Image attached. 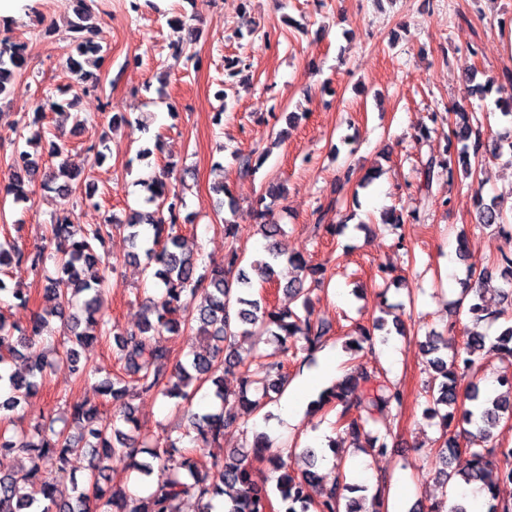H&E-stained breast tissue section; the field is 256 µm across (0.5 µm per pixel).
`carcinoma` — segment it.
I'll list each match as a JSON object with an SVG mask.
<instances>
[{
  "instance_id": "1",
  "label": "carcinoma",
  "mask_w": 512,
  "mask_h": 512,
  "mask_svg": "<svg viewBox=\"0 0 512 512\" xmlns=\"http://www.w3.org/2000/svg\"><path fill=\"white\" fill-rule=\"evenodd\" d=\"M75 20L69 24L70 47L75 53L68 55L67 69L73 86L84 93L101 88V77L94 70L104 65L108 51L93 43L88 33L91 14L86 0H75ZM179 49L193 41V30L177 20L169 22ZM27 64L26 46L21 42L0 41V102L10 94L12 81L22 75ZM456 124L457 160L428 158L421 176L423 186L429 187L435 168L451 169L452 163L465 167V174L477 177L482 156L499 152L503 144L490 146L483 138L484 117L475 112L458 113ZM41 140V130L31 135H17L11 140L10 169L13 183L7 193L14 201H29L31 187L40 185L63 197H69L73 185L84 183L81 204L98 206L93 182L80 178L71 171L63 159L65 145L54 143L51 154L60 159L47 166L41 155L27 147ZM165 172L142 182L148 196L146 202L155 210H129L120 221L110 217L104 224H76L74 213L65 212L55 217L50 225V243L54 245L51 259L56 276L45 277L43 291L48 306L33 314L29 325L16 326L0 314V385L9 390L7 398L0 399V421L9 418L22 400L38 396L47 372L57 367L67 369L78 379L89 373L87 364L81 363L82 351L94 343L114 337L115 359L125 374H115L100 381L98 391L112 402L113 416L107 417L98 406L86 400L69 403L71 422L77 432L64 427L55 429V420L41 417L28 433L21 437L0 430V512H180L181 501L194 496L203 503V512L212 509L216 497H227L228 512H274L273 502L266 486L258 480L254 463L262 461L256 456L234 450L224 459L206 460L179 447L183 439L197 448L216 444L224 430L240 425V415L250 416L267 406L273 396L281 394L286 376L281 356L288 350V340L302 339L312 350L323 343L327 334L324 323L313 316L310 294L317 284L316 274L321 267H311L300 255L288 257L287 262L297 275L283 286L295 307H276L255 293L252 276L239 267L243 258L233 251L224 263H206L203 255L188 245L182 234L180 208L183 197L176 186L168 181ZM476 223L496 226L505 232L512 226V207L503 201L477 197ZM127 234L132 245L128 258L133 261L145 257L144 269L150 271V284L160 295L144 299L143 321L133 329L115 331L110 318L102 310V294L108 266L101 262L97 247L105 245L112 231ZM283 232L282 225L263 223L257 233L269 241L268 256L252 262L255 276L263 283L277 280V267L282 255L276 239ZM45 263L42 249L26 253L15 242L0 241V268L8 267L17 273L36 272ZM500 278L496 287L505 300H512V255L502 254L479 273H470L468 296L473 287L477 299L468 306V313L476 323L497 321L499 310L482 304L481 290L491 280ZM61 322L65 339L61 347L50 354L34 359L26 356L25 349L51 329L52 319ZM192 333L207 340L206 349L193 351L185 360L172 361V351L157 340L162 332ZM259 334L264 343L274 345L270 351L258 352L249 359L236 354V338ZM372 341L365 327H358V335L345 341L344 348L356 355L363 344ZM429 367L439 379L436 385L425 386L428 404L426 415L438 420V467L436 475L442 479L440 503L447 499L448 481L459 477L467 485H479L487 492L486 512H512V499L500 497L499 486L504 481L512 484V450L485 448L473 441L461 448L454 441L453 423L470 425L475 435L488 440L501 420H512V384L505 391L492 396L479 383L459 394L455 374L473 370L484 354L494 351L512 357V323H504L493 339L483 333L469 330L461 346L448 351V339L432 335L425 340ZM236 371L240 378L237 393L224 390V373ZM214 386L213 396L220 404L240 405L241 413L210 412L193 414L182 435L168 440L164 447L151 446L139 440V429L133 400L139 396H158L190 400L202 387ZM404 393L388 384L381 373L363 365L350 367L345 377L335 386L322 391L318 399L310 402V410L319 411L330 405L336 409V424L343 434L342 441L369 454L387 452V438L371 435L370 424L376 416L402 409ZM89 457V488L62 489L41 479V473L50 465L63 469L73 457ZM305 458L307 469L297 475L286 462L273 457L268 463L279 472L276 488L285 512H365L353 499H345L339 479L323 488L322 499L314 501L307 487L320 479L313 471L317 453L303 448L294 453ZM124 463L126 480L135 474L156 475L153 490L144 497H136L120 484L112 483L107 472L112 460Z\"/></svg>"
}]
</instances>
